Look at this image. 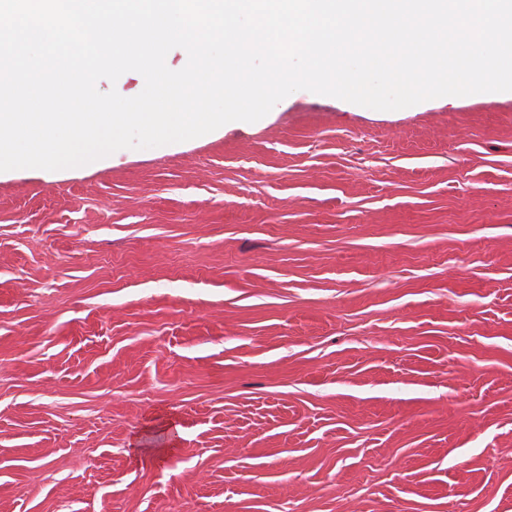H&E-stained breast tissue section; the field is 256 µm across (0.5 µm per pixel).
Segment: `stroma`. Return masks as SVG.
<instances>
[{
	"label": "stroma",
	"instance_id": "1",
	"mask_svg": "<svg viewBox=\"0 0 512 512\" xmlns=\"http://www.w3.org/2000/svg\"><path fill=\"white\" fill-rule=\"evenodd\" d=\"M0 512H512V92L0 172Z\"/></svg>",
	"mask_w": 512,
	"mask_h": 512
}]
</instances>
